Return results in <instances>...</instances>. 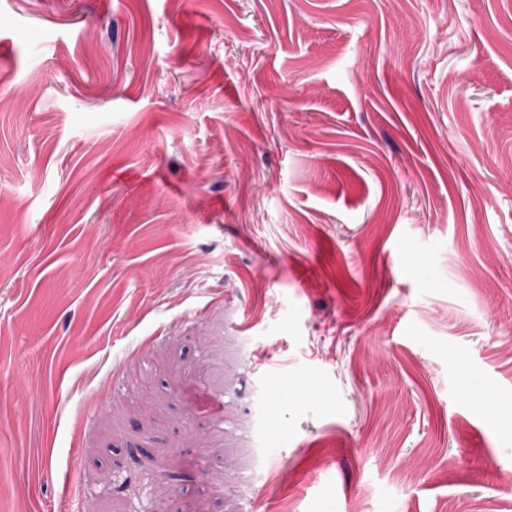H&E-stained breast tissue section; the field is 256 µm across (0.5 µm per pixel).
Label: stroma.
<instances>
[{
	"label": "stroma",
	"mask_w": 512,
	"mask_h": 512,
	"mask_svg": "<svg viewBox=\"0 0 512 512\" xmlns=\"http://www.w3.org/2000/svg\"><path fill=\"white\" fill-rule=\"evenodd\" d=\"M0 512H512V0H0Z\"/></svg>",
	"instance_id": "stroma-1"
}]
</instances>
